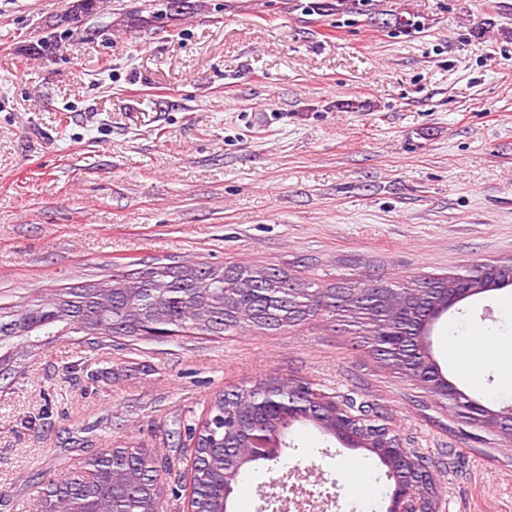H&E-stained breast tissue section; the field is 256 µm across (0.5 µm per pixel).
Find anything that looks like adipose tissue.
<instances>
[{
    "label": "adipose tissue",
    "mask_w": 512,
    "mask_h": 512,
    "mask_svg": "<svg viewBox=\"0 0 512 512\" xmlns=\"http://www.w3.org/2000/svg\"><path fill=\"white\" fill-rule=\"evenodd\" d=\"M448 355L476 382L484 369H494L498 375L497 395L512 396V331L490 335L470 329L451 335Z\"/></svg>",
    "instance_id": "adipose-tissue-1"
}]
</instances>
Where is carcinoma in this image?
<instances>
[{"mask_svg":"<svg viewBox=\"0 0 512 512\" xmlns=\"http://www.w3.org/2000/svg\"><path fill=\"white\" fill-rule=\"evenodd\" d=\"M101 0H69L56 27L80 31L89 21L105 32L113 27L150 28L160 32L175 17L204 8L190 0H156L143 9L112 13L98 20ZM148 15H142V11ZM512 286V259L477 265L448 274L420 275L395 281L368 279L323 286L285 269L265 265H173L151 263L112 274L85 287L54 291L0 308V366L11 373L24 348L72 333L83 343L100 346L116 339L177 335L233 336L245 331H277L314 320L340 322L352 328L369 353L394 373L420 385L438 404L472 424L496 427L486 406L466 393L450 402L440 387L449 382L431 352L435 322L461 302ZM314 385L299 379L269 377L218 395L200 428H187L190 450L192 512H227L234 488L251 463L261 460L253 443L259 433L285 436L296 423L312 424L343 439L346 427L360 443L383 436L390 447L371 448L393 481L391 501L409 488L435 494L430 483H414L410 464H425L412 448L413 462L395 458L396 436L383 435L382 419L371 421L336 415L310 399ZM89 470L51 480L41 512H156L168 495H177L183 476L171 479L169 461L139 448H106L88 461Z\"/></svg>","mask_w":512,"mask_h":512,"instance_id":"1","label":"carcinoma"}]
</instances>
